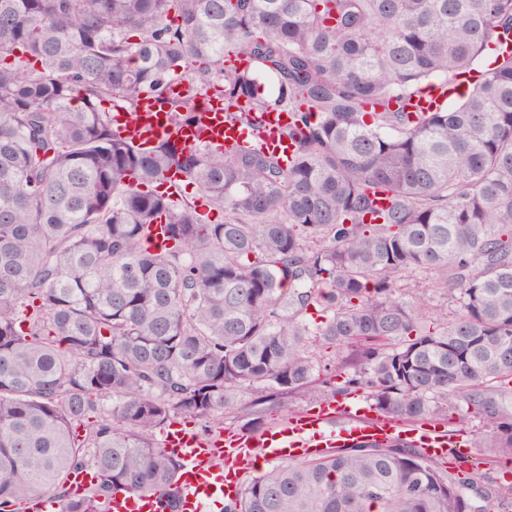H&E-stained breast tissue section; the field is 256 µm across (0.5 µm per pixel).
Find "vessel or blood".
Returning a JSON list of instances; mask_svg holds the SVG:
<instances>
[{
  "mask_svg": "<svg viewBox=\"0 0 512 512\" xmlns=\"http://www.w3.org/2000/svg\"><path fill=\"white\" fill-rule=\"evenodd\" d=\"M289 120L287 112L276 108L252 112L241 104L230 107L211 99L188 125H174L166 112L149 101L135 115H124L119 125L141 131L146 141L169 136L193 148L256 147L288 157L292 149L282 130ZM339 415L349 417V424L332 428V419ZM390 439L415 443L431 458L466 445L463 438L437 428L401 425L358 400H328L316 412L294 415L283 426L258 432L203 436L179 425L163 433L162 445L182 462L177 512H223L238 494L244 470L256 472L276 460L311 459L329 448ZM107 510L160 512L159 498L120 492L113 495Z\"/></svg>",
  "mask_w": 512,
  "mask_h": 512,
  "instance_id": "b4317fda",
  "label": "vessel or blood"
}]
</instances>
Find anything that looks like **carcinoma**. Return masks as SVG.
<instances>
[{
    "mask_svg": "<svg viewBox=\"0 0 512 512\" xmlns=\"http://www.w3.org/2000/svg\"><path fill=\"white\" fill-rule=\"evenodd\" d=\"M510 44L512 0H0V512L50 495L107 512L126 491L175 512L156 430L220 424L244 387L275 407L331 384L313 339L348 351L333 395L409 422L463 412L487 427L471 447L511 460ZM209 93L288 109L291 160L143 149L113 122L147 96L187 124ZM171 168L223 219L158 192ZM492 499L512 512L485 475L446 481L391 442L273 466L224 512Z\"/></svg>",
    "mask_w": 512,
    "mask_h": 512,
    "instance_id": "1",
    "label": "carcinoma"
}]
</instances>
